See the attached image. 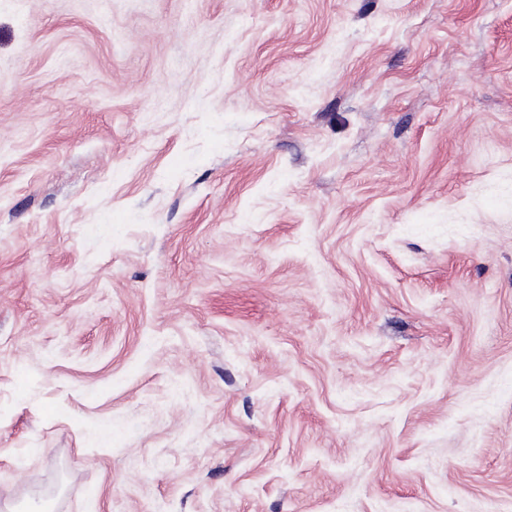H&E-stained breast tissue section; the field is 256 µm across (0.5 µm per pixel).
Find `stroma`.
I'll use <instances>...</instances> for the list:
<instances>
[{
	"label": "stroma",
	"instance_id": "obj_1",
	"mask_svg": "<svg viewBox=\"0 0 512 512\" xmlns=\"http://www.w3.org/2000/svg\"><path fill=\"white\" fill-rule=\"evenodd\" d=\"M512 512V0H0V508Z\"/></svg>",
	"mask_w": 512,
	"mask_h": 512
}]
</instances>
